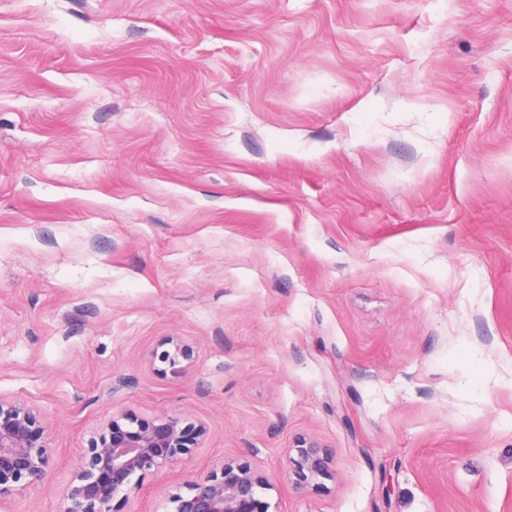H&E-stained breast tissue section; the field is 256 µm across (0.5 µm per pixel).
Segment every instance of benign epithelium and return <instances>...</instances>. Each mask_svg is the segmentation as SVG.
<instances>
[{
	"mask_svg": "<svg viewBox=\"0 0 512 512\" xmlns=\"http://www.w3.org/2000/svg\"><path fill=\"white\" fill-rule=\"evenodd\" d=\"M196 362L193 346L177 337L164 339L147 361L155 372L175 377ZM51 424L32 405L0 397V509L26 495L50 473ZM208 425L166 414L141 417L131 410L112 413L88 440L80 465L64 494L63 512H130L149 472L192 457L205 447ZM334 450L298 437L285 450L286 476L297 491H329ZM167 492L169 512H278L266 493L274 489L257 464L226 456L204 475Z\"/></svg>",
	"mask_w": 512,
	"mask_h": 512,
	"instance_id": "1",
	"label": "benign epithelium"
}]
</instances>
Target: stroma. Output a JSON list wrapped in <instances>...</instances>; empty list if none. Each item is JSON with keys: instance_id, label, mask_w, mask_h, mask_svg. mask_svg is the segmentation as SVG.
Segmentation results:
<instances>
[{"instance_id": "35a3bbf8", "label": "stroma", "mask_w": 512, "mask_h": 512, "mask_svg": "<svg viewBox=\"0 0 512 512\" xmlns=\"http://www.w3.org/2000/svg\"><path fill=\"white\" fill-rule=\"evenodd\" d=\"M0 396L53 424L9 512L118 409L210 429L135 512L227 456L279 512H512V0H0ZM196 362L193 346L177 337H167L154 349L147 361L155 372L179 377L190 372ZM159 364V365H158ZM334 450L319 441L297 437L285 450L288 483L297 491L312 494L328 492L325 480L334 478L331 465Z\"/></svg>"}]
</instances>
